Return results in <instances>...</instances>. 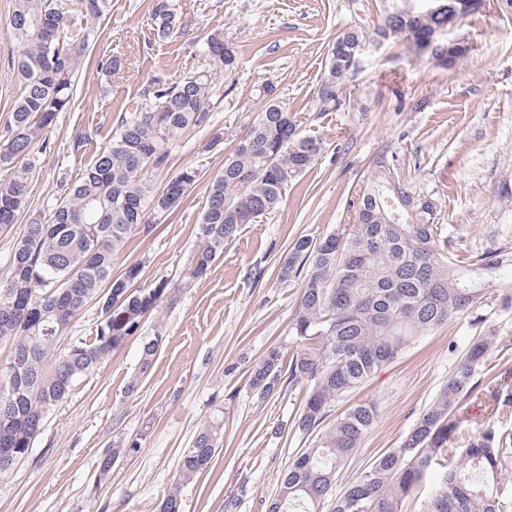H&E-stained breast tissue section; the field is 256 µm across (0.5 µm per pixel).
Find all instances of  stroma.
I'll list each match as a JSON object with an SVG mask.
<instances>
[{
  "mask_svg": "<svg viewBox=\"0 0 512 512\" xmlns=\"http://www.w3.org/2000/svg\"><path fill=\"white\" fill-rule=\"evenodd\" d=\"M383 3L178 0L181 29L159 41L149 30L151 0H110L68 111L59 114L47 148L31 154L28 207L12 229L0 230V279L30 216H49L60 184L77 180L108 145L142 84L204 66L197 48L217 28L238 62L213 114L212 129H222L224 141L209 147L212 129L195 130L173 149L168 170L154 175L160 188L185 167L199 177L177 208L131 233L112 273L139 265V286L164 281L169 296L49 415L28 457L0 478V512H158L184 449L216 414L224 417V448L208 473L182 485V512H267L285 468L315 442L292 427L304 386L284 384L265 398L248 386L251 368L269 350L288 355L296 347L291 326L301 281L281 280L279 269L295 239L320 238L348 223L378 156L388 157L402 181L433 195L454 249L512 252V0H487L458 24L452 35L469 52L450 69L398 41L374 45ZM12 9L13 0H0V127L21 93L10 76L19 54ZM348 28L362 30L366 41L341 109L324 112L316 94L327 52ZM106 58L116 60L115 70L101 68ZM269 80L300 132L320 139L322 154L289 185L279 209L243 225L206 275L186 281L201 244L208 186L262 112L257 88ZM480 315V322L456 320L418 338L334 406L337 414L362 402L378 408L337 490L397 446L447 383L470 337L512 336V311L492 304ZM157 331L162 341L142 368V339ZM136 436L143 439L139 451L118 458L100 480L106 452Z\"/></svg>",
  "mask_w": 512,
  "mask_h": 512,
  "instance_id": "1",
  "label": "stroma"
}]
</instances>
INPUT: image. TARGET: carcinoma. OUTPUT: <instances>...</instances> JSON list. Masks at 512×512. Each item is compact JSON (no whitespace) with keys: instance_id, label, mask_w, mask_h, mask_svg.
<instances>
[{"instance_id":"carcinoma-1","label":"carcinoma","mask_w":512,"mask_h":512,"mask_svg":"<svg viewBox=\"0 0 512 512\" xmlns=\"http://www.w3.org/2000/svg\"><path fill=\"white\" fill-rule=\"evenodd\" d=\"M374 41L400 36L417 54L447 66L450 6L455 0H390ZM109 0H14L10 28L19 54L13 75L22 94L0 132V230L26 208L34 164L32 150L45 143L57 115L71 103L93 22ZM154 36L165 41L181 27L177 0H152ZM346 51L328 53L317 91L321 111L341 107L364 34L350 28L336 36ZM198 54L211 64L181 76L148 80L130 110L121 113L111 142L61 197L47 221L34 217L13 246L10 277L0 280V341L11 356L0 364V450L23 458L49 414L73 384L137 332L141 320L168 294V283L136 288L137 265L115 277L112 261L146 215L174 209L198 180L194 168L172 176L158 191L151 176L167 169L172 150L193 131L210 125L224 89L219 80L236 68L232 47L215 31ZM263 111L224 170L209 186L189 277L198 278L224 253L242 225L279 208L288 186L311 168L322 143L299 133L276 85L259 89ZM378 171L353 206L354 223L320 239L295 240L280 277L303 276L293 318L298 346L289 357L271 350L249 374V388L266 397L285 381L303 384L306 403L292 420L301 434L320 430L329 409L397 360L417 338L455 320L478 319L491 299L512 307V289L498 272L512 254L458 252L448 248L431 195L401 182L394 168ZM101 321L90 339L60 345L91 302ZM512 341L491 334L471 337L448 382L399 445L384 451L337 498L332 512H401L402 502L428 477L434 488L429 512H512V430L498 422L512 416V378L487 370L492 355L506 356ZM16 383L10 397L4 385ZM482 394L488 417L463 410ZM377 414L357 404L336 417L320 445L301 453L282 474L268 512H321L348 458ZM216 417L198 431L180 461L176 482L160 512H181L180 486L208 470L224 437ZM140 439L104 455L102 479L115 458L135 453Z\"/></svg>"}]
</instances>
